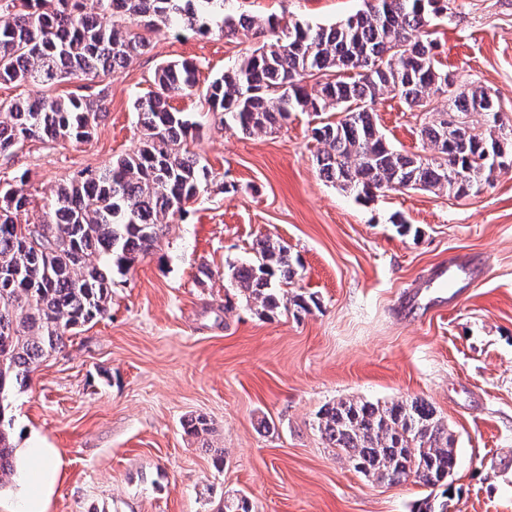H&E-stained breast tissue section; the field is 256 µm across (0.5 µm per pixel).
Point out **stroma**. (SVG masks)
<instances>
[{
  "label": "stroma",
  "instance_id": "1",
  "mask_svg": "<svg viewBox=\"0 0 512 512\" xmlns=\"http://www.w3.org/2000/svg\"><path fill=\"white\" fill-rule=\"evenodd\" d=\"M364 7L244 4L284 26H328ZM149 38V53L107 76L0 85V99L108 89L89 140H34L0 156V183L23 184L29 199L18 223H41L66 179L135 148L133 104L154 90L160 64L193 61L204 85L257 44L165 27ZM435 38L444 68L486 89L512 119V0H455ZM170 104L200 125L190 148L210 171L207 192L170 221L158 250L113 271L107 315L44 359L10 400L16 448L56 452L46 512H217L233 496L253 512H412L427 488L369 480L322 438L318 412L348 398L425 399L455 438L448 512H512V170L465 198L388 191L364 203L320 177L312 113L249 137L220 125L198 96ZM374 109L396 149L419 152L420 126L401 100ZM395 213L409 232L390 224ZM265 237L288 245L298 274L287 291L317 300L310 313L259 315L226 278ZM456 256L483 269L447 300L429 280ZM417 287L423 305L401 312ZM197 415L210 426L198 438L182 428Z\"/></svg>",
  "mask_w": 512,
  "mask_h": 512
}]
</instances>
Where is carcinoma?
I'll return each instance as SVG.
<instances>
[{
  "instance_id": "obj_1",
  "label": "carcinoma",
  "mask_w": 512,
  "mask_h": 512,
  "mask_svg": "<svg viewBox=\"0 0 512 512\" xmlns=\"http://www.w3.org/2000/svg\"><path fill=\"white\" fill-rule=\"evenodd\" d=\"M452 0H366V9L334 25L280 26L241 11L239 0H0V83L53 85L108 74L147 53L135 31L161 25L224 36L270 33L224 74L198 86L197 65L168 62L154 75L159 87L134 102L138 146L112 166L85 170L59 190V206L29 235L16 221L27 197L0 190V388L10 398L31 374L61 351L78 327L104 317L112 271L159 247L169 219L207 191L209 172L190 150L199 127L168 102L202 97L224 125L244 135L273 134L293 112L337 120L313 128L322 144L314 154L319 174L344 192L420 189L456 197L477 194L494 173L512 169V123L505 122L483 88L457 90L448 109L430 107L431 94L456 78L437 60L431 27L451 15ZM318 88L308 90L307 80ZM386 96L419 110L421 153L403 154L379 130L373 106ZM105 89L67 99L0 100V155L28 140L81 142L97 126ZM483 122H474L476 111ZM469 131L454 143L444 116ZM254 256L229 275L260 314L284 299L272 279L296 275L288 246L260 239ZM318 429L356 471L378 483L412 480L437 488L458 464L455 439L423 399L381 405L339 400L318 414ZM16 472L11 422L0 409V489ZM430 494L416 512H447Z\"/></svg>"
}]
</instances>
